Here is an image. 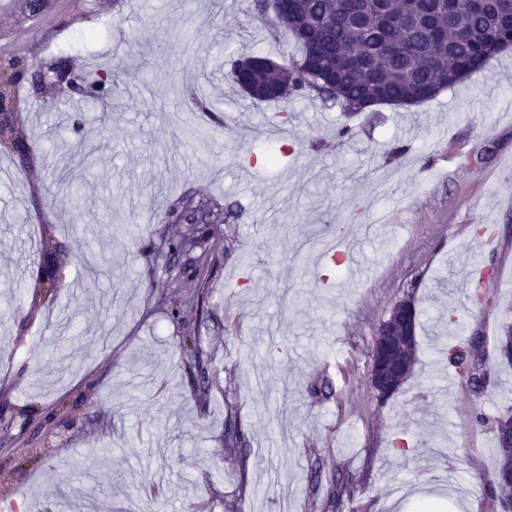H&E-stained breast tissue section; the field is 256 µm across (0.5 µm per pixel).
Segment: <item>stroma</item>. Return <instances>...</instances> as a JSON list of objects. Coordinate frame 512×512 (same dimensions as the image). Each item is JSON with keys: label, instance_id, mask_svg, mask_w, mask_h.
<instances>
[{"label": "stroma", "instance_id": "35a3bbf8", "mask_svg": "<svg viewBox=\"0 0 512 512\" xmlns=\"http://www.w3.org/2000/svg\"><path fill=\"white\" fill-rule=\"evenodd\" d=\"M27 2L0 0V57L25 68L20 116L44 151L23 169L0 153V310L13 284L35 291L29 225H51L65 252L58 298L0 323L14 355L0 367V512L32 500L40 512L65 500L85 512H320L311 478L337 472L358 512H421L425 495L444 512H500L485 480L489 421L512 405L495 350L512 322V48L434 99L347 117L313 99L255 106L225 81L231 59L296 50L239 0L217 27L212 0ZM60 55L120 70L111 104L75 111L73 94L36 93L35 70ZM188 87L224 99L198 113L203 140L177 123ZM79 143L84 187H55ZM187 190L235 216L207 243L209 279L186 274L175 289L155 250L181 235L167 213ZM463 290L488 300L459 307ZM410 291L416 406L378 401L368 383L376 329ZM173 295L193 307L173 313ZM188 331L212 380L204 395L180 349ZM475 336L491 372L479 395L442 362ZM315 382L325 394H310ZM229 418L245 437L233 454Z\"/></svg>", "mask_w": 512, "mask_h": 512}]
</instances>
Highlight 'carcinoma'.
Returning <instances> with one entry per match:
<instances>
[{
	"label": "carcinoma",
	"instance_id": "obj_1",
	"mask_svg": "<svg viewBox=\"0 0 512 512\" xmlns=\"http://www.w3.org/2000/svg\"><path fill=\"white\" fill-rule=\"evenodd\" d=\"M246 12L266 20L270 36L280 29L289 32L298 45V54L283 55L272 66L270 56L252 55L254 67L247 79L272 93L252 96L256 103H270L296 97L319 101L327 109L350 115L377 106L415 105L430 100L480 70L488 59L506 49L512 39V0H490L480 14L472 13L467 0H458L453 16L437 10L439 0H245ZM409 17L412 23L391 25L388 15ZM445 29L446 35L435 40L429 30ZM360 52L367 65H349L352 53ZM86 96L103 98L116 90L112 74L88 73L83 76ZM57 183L79 188L75 167L65 163L58 172ZM168 219L186 225L181 237L165 243L167 253L187 256L194 272L202 276L208 269L211 253L205 243L210 225L223 224L224 208L211 198L185 193L171 205ZM410 306L397 315L402 335L409 336L411 366L408 379L417 363L416 327L419 311L413 293L408 292ZM183 351L194 361L198 385H209L207 368L201 354L188 336ZM500 363L512 367V323H504L497 337ZM448 364L458 369L475 394L488 383L485 353L477 341L467 346H448ZM498 459L487 484L488 492L498 499L512 501V407L503 409L493 420ZM242 434L232 419L224 423V446L236 448ZM351 483L333 477L324 501V512H355Z\"/></svg>",
	"mask_w": 512,
	"mask_h": 512
}]
</instances>
